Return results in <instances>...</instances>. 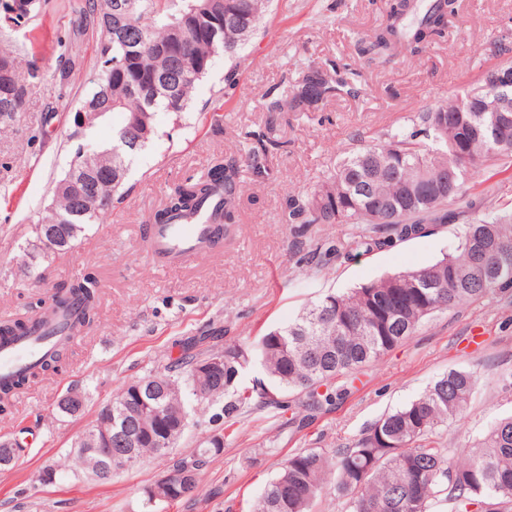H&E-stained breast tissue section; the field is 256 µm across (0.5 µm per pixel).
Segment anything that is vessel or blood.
Instances as JSON below:
<instances>
[{
	"label": "vessel or blood",
	"instance_id": "b4317fda",
	"mask_svg": "<svg viewBox=\"0 0 512 512\" xmlns=\"http://www.w3.org/2000/svg\"><path fill=\"white\" fill-rule=\"evenodd\" d=\"M149 231L154 259L165 265H174L204 253L212 227L207 224L205 214L201 213L185 223L151 225ZM77 315L74 308L60 311L46 307L38 316L39 327L35 332L0 344V384L14 382L60 342L68 339L69 326Z\"/></svg>",
	"mask_w": 512,
	"mask_h": 512
}]
</instances>
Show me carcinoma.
<instances>
[{"label":"carcinoma","mask_w":512,"mask_h":512,"mask_svg":"<svg viewBox=\"0 0 512 512\" xmlns=\"http://www.w3.org/2000/svg\"><path fill=\"white\" fill-rule=\"evenodd\" d=\"M269 0H74L76 31L94 25L104 39L93 90L82 100L87 124L120 113L112 147L91 152L77 148L71 168L79 173H108L112 180L98 187V199H85L59 179L52 203L40 223L58 225L66 234L60 251L71 250L85 225L122 203L131 156L146 146L163 112L181 120L193 101L197 83L206 76L219 54L232 55L257 30ZM457 0H392L385 19L360 41V51L371 58L399 54L419 55L448 27ZM40 12L20 2L10 15H0V30L26 27L23 47L31 70H37L43 41L37 35ZM357 74L349 71L334 80L318 66L311 67L291 92L271 102L272 112H316L342 88L353 90ZM167 79L170 92L156 90L149 99L139 87ZM12 107L0 109L1 120L25 110V92L17 78L9 87ZM460 99L450 100L436 112L425 109L413 116V128L385 141L372 142L347 152L327 179L310 191L293 196L286 222L298 225L305 236L313 224H356L349 246L370 252L418 236L430 224L453 220L454 206L468 210L466 173L488 161L512 158V148L491 147L488 135L496 128V113L462 112ZM237 168L215 160L207 171L176 185L154 224H172L208 211V223H235ZM438 288H416L420 281ZM512 288V213L473 214L457 249L433 265L384 276L366 285L306 305L296 318L271 330L251 344L224 345V373L212 382L193 375L196 354L183 353L155 375L162 385L160 406L165 418L178 421L188 415L187 401L209 406L226 398L213 419H230L253 396L274 409L283 408L276 394L305 388L317 411L336 398L331 382L380 360L414 335L424 319L450 310L495 290ZM55 303L62 309L80 305L76 326H89L97 315V281L85 276L60 289ZM30 333V319L0 327V340ZM65 347L30 368L9 388L0 387V410L10 405L11 393L41 376L58 370ZM260 365L267 380L240 388L243 370ZM478 384L472 370H450L416 400L377 420L352 446L333 454L308 449L288 455L280 472L252 505V512H308L309 505L327 484L336 496L348 499L350 512H429L435 505L448 512H512V416L491 427L480 448L449 455L433 440L448 421L466 418ZM139 405L129 384L121 387L98 414L112 411L123 422ZM150 441L135 448L130 465L144 458H166ZM218 448H196L182 453L169 472L190 470L194 493L201 472ZM67 467L96 474L93 457L74 454Z\"/></svg>","instance_id":"carcinoma-1"}]
</instances>
